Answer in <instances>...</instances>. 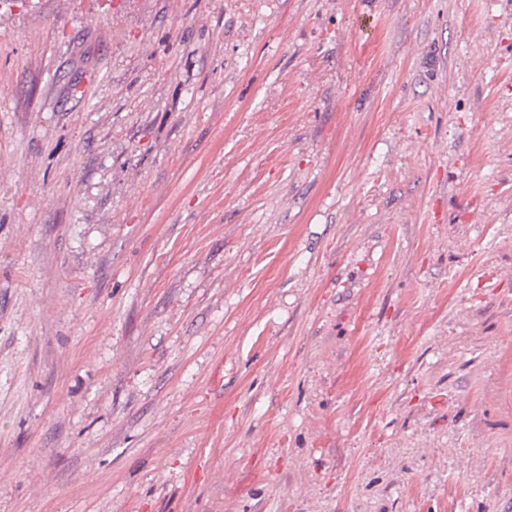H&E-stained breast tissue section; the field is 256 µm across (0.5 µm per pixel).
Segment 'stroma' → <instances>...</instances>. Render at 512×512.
<instances>
[{
	"label": "stroma",
	"instance_id": "obj_1",
	"mask_svg": "<svg viewBox=\"0 0 512 512\" xmlns=\"http://www.w3.org/2000/svg\"><path fill=\"white\" fill-rule=\"evenodd\" d=\"M0 512H512V0L0 8Z\"/></svg>",
	"mask_w": 512,
	"mask_h": 512
}]
</instances>
